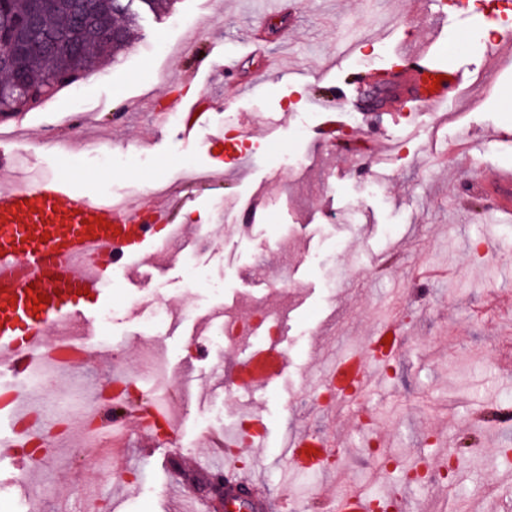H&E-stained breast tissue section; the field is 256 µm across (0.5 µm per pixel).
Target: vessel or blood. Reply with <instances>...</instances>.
I'll return each mask as SVG.
<instances>
[{
	"label": "vessel or blood",
	"mask_w": 512,
	"mask_h": 512,
	"mask_svg": "<svg viewBox=\"0 0 512 512\" xmlns=\"http://www.w3.org/2000/svg\"><path fill=\"white\" fill-rule=\"evenodd\" d=\"M395 54L399 60L418 66V88L410 101L428 110L443 106L449 86L459 84L455 72L428 66L429 48L403 43ZM443 85H435L436 76ZM183 119L181 135L193 139L206 134L223 140V126L214 124L210 112L200 103L178 101ZM193 197H155L149 214L129 205L107 200L73 198L65 181L46 178L34 184L15 183L0 190V373L22 378L32 358L48 346V323L79 320L91 324L98 305L108 302L105 290L112 279L113 265L131 274L142 265L156 246L160 232L168 230L175 212L192 205ZM103 252L105 263H90L92 254ZM48 296L41 308H34L37 295ZM285 357L278 345L254 349L235 374L239 389L270 387L281 374ZM372 379L365 360L345 356L334 362L326 376L338 393L362 388ZM135 422L151 442L170 437L177 425L156 400L135 404L124 415ZM23 438L0 443V459L9 461L15 477L30 483L38 467L22 451ZM290 466L297 470L329 468L342 461L345 451L325 432L306 430L290 437L281 448ZM224 497L234 502L250 498L256 512H265L267 498L255 484L250 471L227 466L223 469ZM370 495L358 490L337 494L333 512H371Z\"/></svg>",
	"instance_id": "obj_1"
}]
</instances>
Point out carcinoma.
Returning a JSON list of instances; mask_svg holds the SVG:
<instances>
[{"label": "carcinoma", "instance_id": "carcinoma-1", "mask_svg": "<svg viewBox=\"0 0 512 512\" xmlns=\"http://www.w3.org/2000/svg\"><path fill=\"white\" fill-rule=\"evenodd\" d=\"M89 3V14L78 23V0H0V114L12 115L37 106L59 89L83 79L101 59L115 58L129 46L137 19L122 13L121 0ZM34 14L52 44L44 53L24 56L18 45ZM114 19L124 24L126 40L121 43L106 35ZM15 77L25 84V94L15 90Z\"/></svg>", "mask_w": 512, "mask_h": 512}]
</instances>
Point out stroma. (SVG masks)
<instances>
[{
  "instance_id": "35a3bbf8",
  "label": "stroma",
  "mask_w": 512,
  "mask_h": 512,
  "mask_svg": "<svg viewBox=\"0 0 512 512\" xmlns=\"http://www.w3.org/2000/svg\"><path fill=\"white\" fill-rule=\"evenodd\" d=\"M412 10L411 0H282L280 13L265 18L259 0H175L168 14L143 12L118 60L81 80L83 98L66 87L18 115V137L5 139L12 177L64 178L81 198L139 197L152 184L177 182L183 158L222 167L215 142H184L178 124L164 120L161 106L173 98L210 104L214 120L252 153L221 190L195 189L193 205L177 211L186 239L164 243L139 274L113 281L112 317L96 327L95 357L52 375L32 395L46 411L66 402L76 427L90 390L120 371L143 381L150 358L161 354L173 380L143 381L142 392L166 401L178 431L145 452L129 426L119 451L129 470L124 489L106 482L93 457L65 446L51 451L41 480L24 490L0 462V512H83L94 498L108 512H189L199 499L190 482L210 469V437L239 432L253 403L265 410L266 445L237 462L297 512H326L334 489L380 495L400 486V464L425 460L433 478L403 488L405 512H512V463L501 454L512 448V427L483 420L512 392V223L492 216L497 198L481 191L497 168H512V65L460 52L478 30L470 11L448 6L435 19ZM434 25L432 56L463 80L446 108L357 109L359 79L393 67L394 46L422 42ZM348 27L364 36L373 59L354 55L335 65L336 41ZM162 42L175 52L157 55ZM221 57L234 76L216 97L208 64ZM277 58L308 71L307 80L273 72ZM192 64L195 82L180 84L182 66ZM295 100L300 108L290 109ZM327 108L341 115V140L360 146L352 159L341 140L314 137ZM70 113L83 115V134L126 152V165L104 167L89 151L71 154L62 170L46 140L69 137L63 118ZM282 114V145L268 147L265 122ZM255 195L261 203L248 227L235 213L215 223L217 197L242 205ZM199 235L210 247H195ZM425 266L438 278L422 280ZM195 272L205 287L191 285ZM281 275L289 287L273 288ZM259 303L281 324L286 365L272 387L249 395L231 380L268 339L244 335L230 349L222 331L228 320L248 321ZM160 304L168 320L148 326ZM387 324L400 336L390 373L328 415L310 382L338 356L364 351ZM184 374L192 379L186 396L175 384ZM331 424L350 448L346 468L309 483L280 446L304 428Z\"/></svg>"
}]
</instances>
